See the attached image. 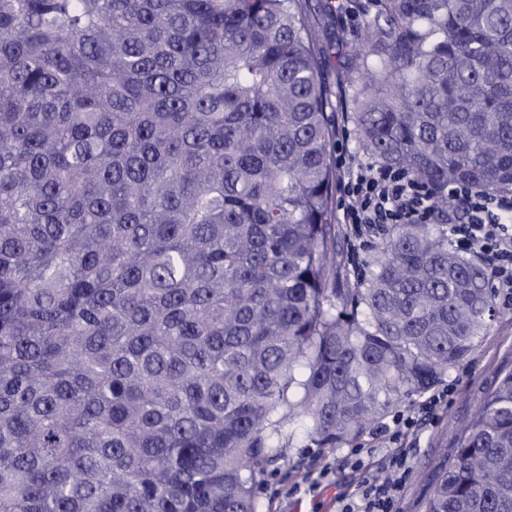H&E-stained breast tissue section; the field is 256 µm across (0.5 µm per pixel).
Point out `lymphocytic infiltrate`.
<instances>
[{
  "mask_svg": "<svg viewBox=\"0 0 512 512\" xmlns=\"http://www.w3.org/2000/svg\"><path fill=\"white\" fill-rule=\"evenodd\" d=\"M337 135V209L351 258L367 251L382 225L429 222L434 200L408 170L359 160L349 148L347 124L338 126ZM507 216H512V193L449 185L443 220L454 229L459 249L488 260L496 304L511 312L512 228L503 222ZM455 392L450 384L433 390L418 405L391 413L367 439L348 448L346 459L357 480L353 491L338 498L336 512H398L411 474V450L423 427L440 420Z\"/></svg>",
  "mask_w": 512,
  "mask_h": 512,
  "instance_id": "1",
  "label": "lymphocytic infiltrate"
}]
</instances>
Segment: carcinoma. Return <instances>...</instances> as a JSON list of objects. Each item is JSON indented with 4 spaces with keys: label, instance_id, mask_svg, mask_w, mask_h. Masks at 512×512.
<instances>
[{
    "label": "carcinoma",
    "instance_id": "obj_1",
    "mask_svg": "<svg viewBox=\"0 0 512 512\" xmlns=\"http://www.w3.org/2000/svg\"><path fill=\"white\" fill-rule=\"evenodd\" d=\"M306 0H0V512H258L445 382L497 315L448 225L351 278ZM336 43L378 162L512 193V0H367ZM424 512H512V371Z\"/></svg>",
    "mask_w": 512,
    "mask_h": 512
}]
</instances>
